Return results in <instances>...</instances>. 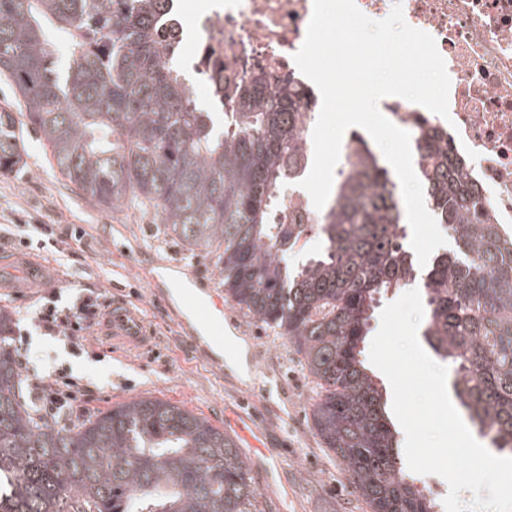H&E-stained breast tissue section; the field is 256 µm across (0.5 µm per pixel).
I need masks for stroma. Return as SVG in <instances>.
I'll use <instances>...</instances> for the list:
<instances>
[{
	"label": "stroma",
	"instance_id": "stroma-1",
	"mask_svg": "<svg viewBox=\"0 0 512 512\" xmlns=\"http://www.w3.org/2000/svg\"><path fill=\"white\" fill-rule=\"evenodd\" d=\"M23 141L25 166L0 175V225L21 218L47 227L30 247L0 251V310L12 319L9 348L31 357L21 372L23 381L48 366L72 373L93 395L87 405L92 414L152 396L182 405L220 428L231 419L250 420L264 447L250 466L261 492L260 512H365L339 461L310 427L315 384L286 338L228 303L224 334L237 344V359L221 358L203 336L192 350L172 314L155 301L153 290L170 296L181 283L204 298L223 292L214 258L190 254L145 208L102 206L85 197L54 167L33 130L24 131ZM73 228L83 229L85 238L75 248L69 275L20 287L17 269L33 257L51 267L56 248ZM148 270L155 283L146 281ZM111 280L124 284L125 296L151 328L149 349L112 352L111 338L99 330L95 344L75 352L32 328L29 314L44 297L55 293L69 300Z\"/></svg>",
	"mask_w": 512,
	"mask_h": 512
}]
</instances>
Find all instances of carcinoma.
<instances>
[{"instance_id":"carcinoma-1","label":"carcinoma","mask_w":512,"mask_h":512,"mask_svg":"<svg viewBox=\"0 0 512 512\" xmlns=\"http://www.w3.org/2000/svg\"><path fill=\"white\" fill-rule=\"evenodd\" d=\"M165 0H0V174L23 168L22 131L40 135L62 176L104 206L148 205L192 254L216 258L224 299L282 334L318 388L312 429L366 512H439L404 467L398 430L365 342L382 297L416 279L389 170L360 163L336 181L323 249L297 267L303 229L275 222L301 138V90L237 89L224 124L165 61ZM426 197L455 250L422 286L423 333L457 374L460 406L497 451L512 453V241L477 202L434 133L414 142ZM0 311V512H258L254 477L210 421L154 397L73 426L21 401Z\"/></svg>"}]
</instances>
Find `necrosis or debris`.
<instances>
[{"instance_id": "1", "label": "necrosis or debris", "mask_w": 512, "mask_h": 512, "mask_svg": "<svg viewBox=\"0 0 512 512\" xmlns=\"http://www.w3.org/2000/svg\"><path fill=\"white\" fill-rule=\"evenodd\" d=\"M401 3L406 23L433 36L450 78L449 115L388 96L381 112L409 134L434 129L462 162L483 223L512 238V0H356L374 20ZM313 0H212L192 26L168 24L176 62L196 74L209 99L232 98L238 84L274 92L285 79L304 87L299 110L318 115L293 56L302 46Z\"/></svg>"}]
</instances>
